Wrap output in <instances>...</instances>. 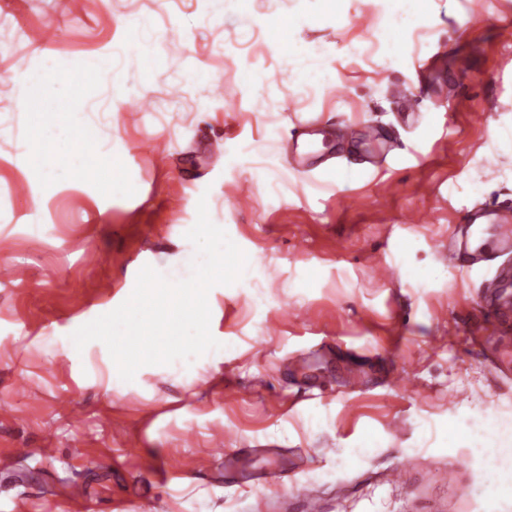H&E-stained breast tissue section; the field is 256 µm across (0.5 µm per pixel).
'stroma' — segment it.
Here are the masks:
<instances>
[{
    "label": "stroma",
    "instance_id": "1",
    "mask_svg": "<svg viewBox=\"0 0 512 512\" xmlns=\"http://www.w3.org/2000/svg\"><path fill=\"white\" fill-rule=\"evenodd\" d=\"M469 4L297 0L284 56L245 22L265 0H0V116L15 105L14 72L26 71L24 125L40 132L22 149L0 139V266L27 273L0 280V457L30 451L0 466V512H298L263 486L292 465L325 512H512L484 475L494 448L512 442L497 427L512 417V355L456 334L489 271L448 259L449 231L473 208L512 205V149L490 146L493 131L512 136V0H485L477 29L460 23ZM133 15L153 18L159 62L145 64L120 27ZM319 43L328 51L311 76L302 51ZM47 45L48 63L35 54ZM116 50L95 80L94 57ZM130 64L145 67L140 112L128 118L117 103L109 151L86 155L94 106L112 100V79ZM181 66L202 67L211 83L179 79ZM396 86L421 98L415 119ZM258 92L280 96L279 112L253 111ZM303 119L321 166L257 163L268 133ZM345 123L354 145L334 136ZM215 137L219 156L206 149ZM105 171L114 192L99 186ZM243 181L255 187L247 199ZM19 182L29 196L14 194ZM182 195L186 209L169 210ZM200 198L253 259L252 284L208 294L220 349L123 381L102 342L79 351L71 335L125 301L143 266L172 282L190 276L185 234ZM416 209L427 222L404 223ZM399 256L408 274L374 276L371 261ZM323 380L334 396L311 398ZM353 381L359 391L347 393ZM459 423L473 430L450 441ZM223 430L228 447L248 451L243 485L225 486L212 455ZM368 434L374 448L355 454ZM175 459L179 471L164 474ZM402 463L418 477L408 498L383 482ZM76 482L85 495L74 503Z\"/></svg>",
    "mask_w": 512,
    "mask_h": 512
}]
</instances>
